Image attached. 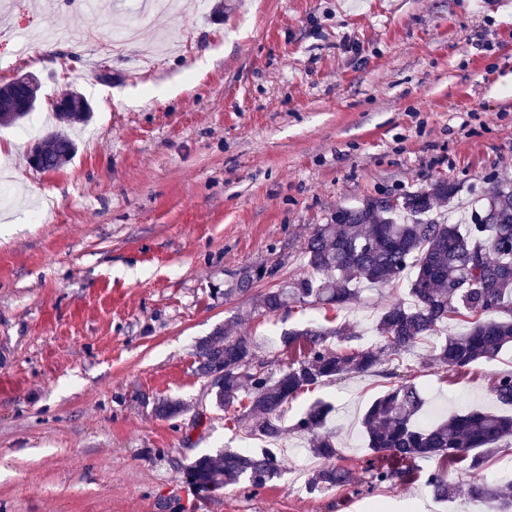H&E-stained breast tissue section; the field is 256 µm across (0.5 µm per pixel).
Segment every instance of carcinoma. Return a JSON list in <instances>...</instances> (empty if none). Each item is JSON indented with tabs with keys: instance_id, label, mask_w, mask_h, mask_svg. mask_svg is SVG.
Returning <instances> with one entry per match:
<instances>
[{
	"instance_id": "cac0c4a2",
	"label": "carcinoma",
	"mask_w": 512,
	"mask_h": 512,
	"mask_svg": "<svg viewBox=\"0 0 512 512\" xmlns=\"http://www.w3.org/2000/svg\"><path fill=\"white\" fill-rule=\"evenodd\" d=\"M54 111L64 126L35 142L28 156L32 167L45 172L73 157L77 145L68 127L88 123L93 114L90 101L77 89L68 105ZM456 192L455 184L441 178L384 204L376 197L366 198L358 206L339 209L332 222L314 225L301 251L303 275L258 295L259 315H276L298 304L337 311L357 301L361 288L386 285L408 269L414 273L409 301L399 300L385 309L374 327L378 343L368 347L355 345L361 340L356 327L337 324L333 317L285 331L281 342L294 358L280 367L258 355L252 337L233 335L234 321L216 327L196 346L197 372L204 379L196 423L232 411L247 434L272 445L290 429L307 435L311 452L322 462L308 478V489L346 487L352 472L338 464L336 434L328 425L333 406L318 400L291 427L284 424L283 414L289 399L306 389L351 374L379 372L390 382L363 416L371 479L391 483L403 478L419 459L459 458L474 474L467 498L490 506L491 512H512V482L490 484L479 477L486 453L512 440V415L468 410L425 423L421 390L409 380H397V368L388 367L450 320L462 321L466 328L434 344L433 359L441 365L466 368L497 358L512 344V185L494 184L483 194L482 209L471 221L450 224L434 215V209ZM272 275L273 270L265 267H246L224 296L247 294L254 283ZM492 393L500 404L512 406L511 371L496 378ZM154 411L172 418L184 412V406L162 400ZM283 470V461L270 447L226 448L216 459L202 455L186 472L204 489L242 479L259 489ZM425 485L442 501L456 498V487L444 469L428 472Z\"/></svg>"
}]
</instances>
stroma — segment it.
<instances>
[{"instance_id":"stroma-1","label":"stroma","mask_w":512,"mask_h":512,"mask_svg":"<svg viewBox=\"0 0 512 512\" xmlns=\"http://www.w3.org/2000/svg\"><path fill=\"white\" fill-rule=\"evenodd\" d=\"M10 2L0 84L33 72L41 103L30 137L0 127L12 178L0 213V512H481L434 498L422 481L434 459L405 482L372 483L361 419L378 375L289 403V425L314 401L335 408L329 426L355 483L316 495L296 475L313 456L294 432L265 488L202 490L186 478L192 457L259 440L221 416L206 428L189 412L157 417L152 402L195 403V346L229 319L263 357L287 361L280 333L323 312L263 317L224 290L247 266L277 270L259 292L298 276L308 232L338 208L445 178L458 186L440 208L453 220L491 182L512 183V0H172L119 45L125 0H102L92 17ZM15 26L34 36L21 68ZM68 88L93 118L73 125L71 160L36 170L27 153ZM37 200L54 211L35 223ZM408 285L363 288L338 316L374 344V323ZM434 342L407 356L427 408L500 411L491 387L512 371V349L454 369L432 361Z\"/></svg>"}]
</instances>
